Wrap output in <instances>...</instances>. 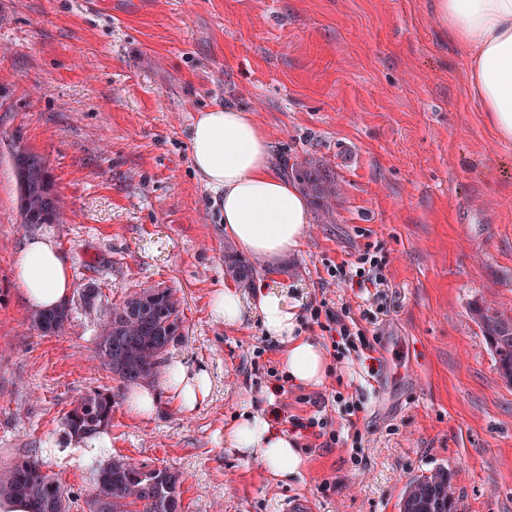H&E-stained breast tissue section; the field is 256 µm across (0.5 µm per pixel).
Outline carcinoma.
<instances>
[{"instance_id":"cac0c4a2","label":"carcinoma","mask_w":512,"mask_h":512,"mask_svg":"<svg viewBox=\"0 0 512 512\" xmlns=\"http://www.w3.org/2000/svg\"><path fill=\"white\" fill-rule=\"evenodd\" d=\"M20 215L30 224H57L60 202L54 178L44 159L26 149L14 151ZM290 173L311 199L319 223L333 224L338 192L327 161L305 160L291 165ZM224 262L242 286H251L255 266L224 252ZM72 308L59 306L33 313L34 327L45 335L61 331ZM472 314L491 348L497 369L512 378V317L483 305ZM180 303L168 288H144L112 306L101 325L97 350L103 364L126 384L155 379L169 347L183 337ZM112 423V394L91 390L82 395L65 416L67 435L82 442L108 429ZM181 474L168 468L147 469L121 457L97 471L89 491L90 512H180ZM0 497L20 498L29 512H68L69 494L56 477L29 457L0 470ZM456 497L448 472L421 475L407 486L401 512H455Z\"/></svg>"}]
</instances>
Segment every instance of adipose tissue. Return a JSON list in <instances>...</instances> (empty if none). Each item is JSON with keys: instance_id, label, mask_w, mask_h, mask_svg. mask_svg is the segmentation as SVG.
<instances>
[{"instance_id": "1", "label": "adipose tissue", "mask_w": 512, "mask_h": 512, "mask_svg": "<svg viewBox=\"0 0 512 512\" xmlns=\"http://www.w3.org/2000/svg\"><path fill=\"white\" fill-rule=\"evenodd\" d=\"M434 12L468 61L470 89L487 121L500 139L512 141V0H435ZM189 142L197 174L221 195L224 232L241 251L274 260L298 248L311 219L308 201L276 174L270 140L249 113L227 106L205 111L191 126ZM15 276L23 300L36 310L56 307L73 288L65 261L45 236L21 246ZM258 310L266 334L284 347L288 378L306 387L321 384L325 354L297 335L285 293L261 289ZM162 383L184 410L195 409L210 390L207 371L180 362L166 368ZM226 440L258 460L275 483L296 477L305 466L296 440L272 430L258 414L242 416Z\"/></svg>"}]
</instances>
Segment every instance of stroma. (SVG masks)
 Returning a JSON list of instances; mask_svg holds the SVG:
<instances>
[{
	"label": "stroma",
	"mask_w": 512,
	"mask_h": 512,
	"mask_svg": "<svg viewBox=\"0 0 512 512\" xmlns=\"http://www.w3.org/2000/svg\"><path fill=\"white\" fill-rule=\"evenodd\" d=\"M224 105L253 115L277 165L330 161L340 188L335 223L311 222L297 250L259 260L233 327L211 306L234 283L233 242L188 142L200 112ZM18 145L50 167L62 223H22ZM43 231L74 287L69 322L47 336L14 274ZM369 244L388 260L379 299L326 272ZM89 282L101 291L90 310ZM148 286L173 290L184 315L167 362L211 376L195 410L157 380L154 415L133 414L130 386L98 355L99 323ZM264 286L282 289L327 353L322 385L288 381L256 312ZM321 300L357 320L377 311L372 349L336 360L306 322ZM476 302L512 317V142L473 100L431 0H0V468L38 458L69 512H89V472L63 418L93 389L112 395L109 456L180 472L181 512H288L304 499L314 512H399L408 482L439 468L458 512H512V385ZM247 408L296 438L300 476L270 483L225 443ZM316 416L357 428L361 446L326 447Z\"/></svg>",
	"instance_id": "1"
}]
</instances>
